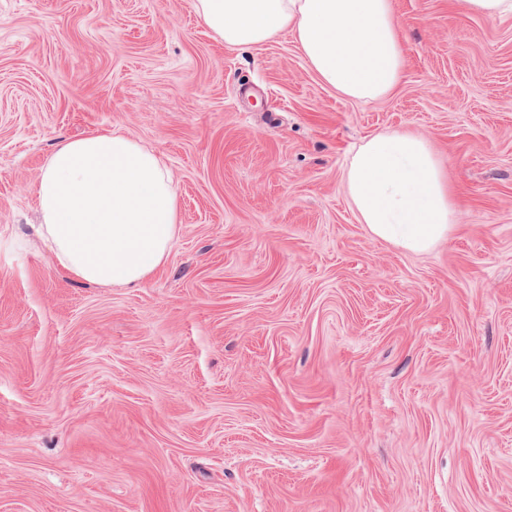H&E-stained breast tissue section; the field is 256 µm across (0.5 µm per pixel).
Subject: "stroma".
I'll list each match as a JSON object with an SVG mask.
<instances>
[{
    "label": "stroma",
    "instance_id": "stroma-1",
    "mask_svg": "<svg viewBox=\"0 0 512 512\" xmlns=\"http://www.w3.org/2000/svg\"><path fill=\"white\" fill-rule=\"evenodd\" d=\"M392 9L405 76L364 103L194 0H0V512H512V17ZM115 128L179 194L136 288L35 231L59 141ZM394 130L458 199L429 253L345 193Z\"/></svg>",
    "mask_w": 512,
    "mask_h": 512
}]
</instances>
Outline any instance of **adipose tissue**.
Returning <instances> with one entry per match:
<instances>
[{"label":"adipose tissue","mask_w":512,"mask_h":512,"mask_svg":"<svg viewBox=\"0 0 512 512\" xmlns=\"http://www.w3.org/2000/svg\"><path fill=\"white\" fill-rule=\"evenodd\" d=\"M226 46L250 48L293 34L310 68L355 100L401 82L406 58L391 0H195ZM350 203L370 235L424 253L455 229L456 196L430 142L412 132L365 140L345 168ZM40 235L69 276L131 287L166 260L179 222L170 170L122 131L62 140L36 185Z\"/></svg>","instance_id":"1"}]
</instances>
